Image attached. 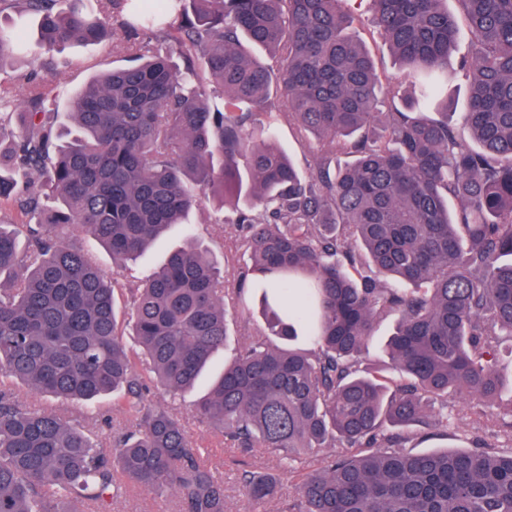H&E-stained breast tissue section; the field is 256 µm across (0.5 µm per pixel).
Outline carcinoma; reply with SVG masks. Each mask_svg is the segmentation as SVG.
Instances as JSON below:
<instances>
[{
  "label": "carcinoma",
  "mask_w": 512,
  "mask_h": 512,
  "mask_svg": "<svg viewBox=\"0 0 512 512\" xmlns=\"http://www.w3.org/2000/svg\"><path fill=\"white\" fill-rule=\"evenodd\" d=\"M40 48L108 45L126 65L91 77L57 125L35 75L19 98L0 82V376L37 396L111 394L133 428L106 448L86 426L0 393V512H109L115 473L179 512H225L224 478L149 383L175 396L229 333L226 301L262 309L195 408L243 455L295 473L324 448L346 453L305 473L297 512H512V451L414 454L416 432L448 434V398L512 390V0H458L471 34L462 127L448 86L457 17L448 0H369L373 22L415 79L396 106L352 32L345 0H27ZM26 33L0 25V70ZM316 154L300 172L280 124ZM236 203L253 292L234 286L194 237L210 196ZM181 224L185 243L139 281L126 264ZM92 237L105 278L71 243ZM25 233L27 250H18ZM130 299L137 347L118 330ZM400 319L388 369L358 367L377 320ZM251 504L277 479L242 468ZM75 243L92 254L97 266L107 275H111L113 271L112 254L101 247L94 239L78 234Z\"/></svg>",
  "instance_id": "carcinoma-1"
}]
</instances>
